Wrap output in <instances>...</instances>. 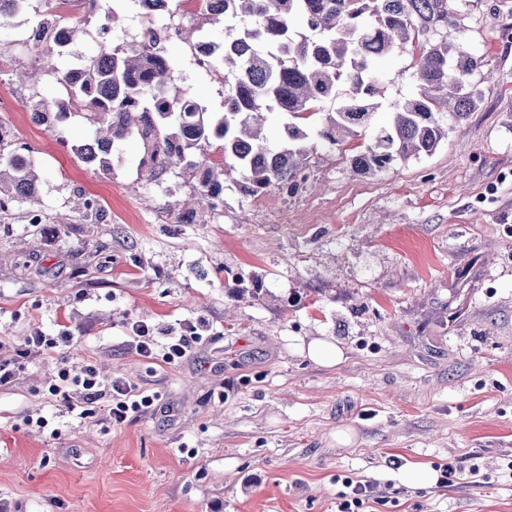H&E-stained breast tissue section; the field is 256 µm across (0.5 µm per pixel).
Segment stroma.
I'll use <instances>...</instances> for the list:
<instances>
[{
  "mask_svg": "<svg viewBox=\"0 0 512 512\" xmlns=\"http://www.w3.org/2000/svg\"><path fill=\"white\" fill-rule=\"evenodd\" d=\"M99 3L92 17L67 7L83 33L59 68L98 51L112 0ZM452 7L451 37L492 77L474 74L476 108L433 154L376 176L350 167L390 104L418 94L411 46L379 62L372 127L333 145L317 135L326 113L303 120L296 195L246 197L228 182L193 224L177 221L192 177L147 183L138 139L103 176L72 150L88 134L75 102L59 134L32 121L30 96L60 97L56 74L15 79L44 0L0 28V127L36 151L42 216L0 210V361L19 366L0 386V512H336L347 477L372 488L364 512H512V0ZM167 50L177 90L222 111L224 84L188 43ZM80 193L106 222L79 218ZM228 270L245 299L229 296ZM137 322L159 337L200 324L193 357L140 358ZM64 331L72 344L53 351L29 342ZM317 338L344 361L311 360ZM88 362L158 407L118 425L107 396L91 416L68 409L51 379ZM449 462L478 472L448 487L398 478Z\"/></svg>",
  "mask_w": 512,
  "mask_h": 512,
  "instance_id": "1",
  "label": "stroma"
}]
</instances>
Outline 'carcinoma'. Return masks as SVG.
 <instances>
[{
	"mask_svg": "<svg viewBox=\"0 0 512 512\" xmlns=\"http://www.w3.org/2000/svg\"><path fill=\"white\" fill-rule=\"evenodd\" d=\"M29 0H0V26ZM450 0H203L208 15L232 22L224 42H206L208 64L224 70V111L210 112L175 90L166 38L150 29L141 38L105 45L82 63L73 82L58 72L62 95L83 103L89 140L74 153L100 174H112L121 142L136 135L144 147L140 168L147 181L161 183L178 170L196 178L190 200L178 215L196 221L194 204L222 199L224 174L240 172V190L256 197L272 189L288 194L298 187L307 155V133L299 121L343 97L329 111L318 136L337 144L368 127L379 107L378 61L403 52L425 38L414 63L419 84L415 98L391 105V121L373 142L351 157L354 172L374 175L398 160L430 155L448 136L444 116L455 123L473 111L477 100L468 88L478 60L463 43L448 39L455 25ZM42 33L29 43L36 56H63L76 44L78 30L45 0ZM304 20L301 31L294 20ZM32 120L58 128L66 120L61 105L27 101ZM282 113L283 145L265 143L267 116ZM33 150L7 149L0 137V207L36 204L38 163ZM83 221L100 224L105 210L82 195L75 207Z\"/></svg>",
	"mask_w": 512,
	"mask_h": 512,
	"instance_id": "1",
	"label": "carcinoma"
}]
</instances>
